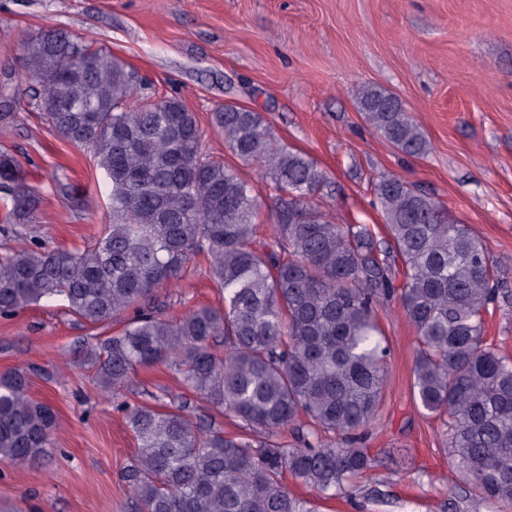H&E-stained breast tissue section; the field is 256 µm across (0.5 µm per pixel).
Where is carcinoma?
Segmentation results:
<instances>
[{"instance_id": "carcinoma-1", "label": "carcinoma", "mask_w": 512, "mask_h": 512, "mask_svg": "<svg viewBox=\"0 0 512 512\" xmlns=\"http://www.w3.org/2000/svg\"><path fill=\"white\" fill-rule=\"evenodd\" d=\"M29 101L63 139L91 149L110 186L109 223L84 249L0 247V317L57 298L81 321L133 312L86 346L101 390L118 398L137 369L168 365L187 390L234 418L240 434L193 421L189 402L117 407L137 440L125 474L135 512H315L289 473L334 496L373 460L362 432L378 420L389 347L378 307L399 304L416 334L412 388L440 419L457 474L475 496L512 508V356L484 339L500 272L485 242L427 192L394 174L374 182L385 236L340 224L322 199L335 183L242 106L210 128L273 190L269 249L255 247L261 202L239 169L207 155L196 114L173 96L139 95L137 74L105 46L59 28L22 37ZM366 120L399 153L430 141L393 93L358 94ZM40 196L0 152V234L31 223ZM207 255L224 294L176 318L157 288ZM53 407L23 369L0 375V461L31 463L52 445ZM291 433L294 443L281 440Z\"/></svg>"}]
</instances>
